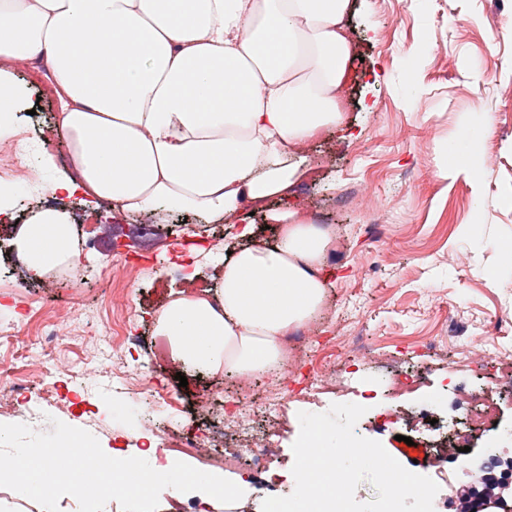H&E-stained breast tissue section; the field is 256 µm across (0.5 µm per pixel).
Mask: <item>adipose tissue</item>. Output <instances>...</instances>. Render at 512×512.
<instances>
[{
    "label": "adipose tissue",
    "mask_w": 512,
    "mask_h": 512,
    "mask_svg": "<svg viewBox=\"0 0 512 512\" xmlns=\"http://www.w3.org/2000/svg\"><path fill=\"white\" fill-rule=\"evenodd\" d=\"M351 0H0V122L43 61L82 190L125 214L183 211L209 223L288 184L290 163L336 126ZM273 246L216 256V291L179 294L156 331L190 368L277 374L286 338L319 311L336 228L274 212ZM14 245L42 277L76 255L70 214L34 213Z\"/></svg>",
    "instance_id": "obj_1"
}]
</instances>
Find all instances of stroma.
Returning a JSON list of instances; mask_svg holds the SVG:
<instances>
[{"label":"stroma","instance_id":"35a3bbf8","mask_svg":"<svg viewBox=\"0 0 512 512\" xmlns=\"http://www.w3.org/2000/svg\"><path fill=\"white\" fill-rule=\"evenodd\" d=\"M345 25L353 44L345 122L308 144L311 170L294 175L284 194L266 199L252 222L255 239L267 244L276 238L266 225L269 210L294 209L313 223L335 225L324 305L300 329L303 354L315 355L330 338L348 344L357 335L369 355L338 372L328 393L289 401L279 419L257 416L254 434L281 425L271 468L284 482L264 486V473L245 465L224 470L245 495L230 506L212 501L208 512H261L263 497L290 495L298 414L324 412L335 403L366 406L355 430L380 441L390 455L406 436L415 456L435 457V466L423 473L439 486L441 512H454L448 490L462 484L452 448L435 445L449 425L466 420L455 389H489L497 402V422L473 433L470 458L487 450L512 457V379L500 374L493 358L512 354V267L500 253L512 244V0H351ZM15 76L23 100L14 127L43 181L66 168L67 139L54 132L50 150L42 149L39 139L51 130L56 99L43 71L21 67ZM467 124L483 128L482 140L448 159V143ZM443 164L444 178L438 175ZM469 166L478 168L477 179L466 177ZM53 203L86 224L91 239L115 227L121 238L114 252H80L79 265L68 267L58 287H37L29 276L0 279V326L15 325L31 343L67 311L79 312L53 351L62 363L53 378L58 404L36 431L50 430L55 418L89 431L104 451L146 452L157 471L176 461L204 469L195 455L158 447L155 427L207 428L202 408L224 412L210 389H223L232 400L239 381L171 361L157 367L156 317L181 290L216 280L211 259L192 258L181 238L195 234L206 249L219 238L228 251L242 239L230 225L204 224L186 212L162 220L150 213L126 218L80 194ZM140 224L158 226L160 240L149 246L152 260L134 265L127 339L116 350L112 327L121 309L110 302L107 272L113 260L147 247L135 231ZM499 321L507 330L491 335ZM149 371L176 393L174 408L156 416L152 427L146 408L132 406L130 391L118 386L122 373ZM405 372L421 377V385L392 397L390 378ZM180 374L186 386H179Z\"/></svg>","mask_w":512,"mask_h":512}]
</instances>
